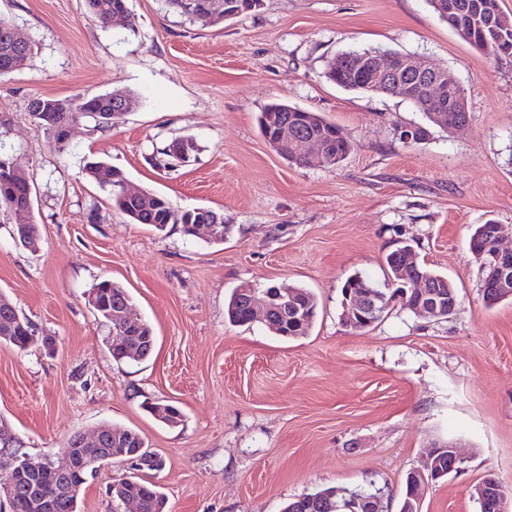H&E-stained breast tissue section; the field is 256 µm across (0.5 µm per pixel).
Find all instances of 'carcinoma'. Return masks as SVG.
<instances>
[{"mask_svg":"<svg viewBox=\"0 0 512 512\" xmlns=\"http://www.w3.org/2000/svg\"><path fill=\"white\" fill-rule=\"evenodd\" d=\"M128 0H85L88 11L103 25L108 24L112 15L125 11ZM449 8L450 17L455 27L463 28L469 43L491 55L512 56V28H505L498 23L500 10L498 0H442ZM14 28L12 22L0 17V71L11 66V57L3 52L5 41L10 39V29ZM376 57V54L369 51L345 52L340 54L335 63L328 64L327 77L334 83L346 85V89L363 92L376 93V90L367 88L360 84L361 73L356 71V64L349 59V56ZM81 111L72 112L69 116L81 119L86 118L98 128H108L121 118V115L112 111V103L106 95L82 96L76 98ZM36 101L29 104V112L36 122L44 128L46 133L55 142H62L60 134L56 131L60 125L66 123V115L61 112H42L34 110ZM417 109L424 113L425 118L431 124L452 128L459 123L469 120L467 112H442L441 121L433 120L432 114L424 111L422 105ZM295 128L302 139H316L324 143L327 152L325 167L334 168L339 166L350 154L351 144L344 138L336 125L326 121L316 114L308 115L306 112H297L295 107L288 104L273 102L267 105L258 116V125L262 135L266 136L274 132L283 123ZM193 151L194 146H185V140H173L164 151V155L174 161L185 160L184 151ZM123 175L116 169H111V179L101 181L99 185L108 187L111 191L112 205L122 214L126 215L135 224H148L154 229L163 232L168 225H179L186 236H193V226L196 224H216L215 235L210 242L219 244L224 242L231 230V225L224 223V214L209 210L205 213L195 209L180 210L174 207L169 200L158 193L151 192L142 197L128 198L122 190ZM28 196V188L25 185L7 181L0 176V211L8 214L25 205ZM14 235L22 245L34 243L38 240L39 230L35 221L27 224L13 225ZM407 244L402 243L386 255V276L387 279L396 277L397 271L403 268L405 255L403 251ZM416 278L426 280L432 287L448 293V289L454 285L447 276L442 275L424 264H417L413 268ZM96 303L93 308L104 323H109L107 310L118 312L124 304L131 302L127 291L110 280H103L95 284ZM299 298L303 303V322L293 319L290 310L285 309L264 322L267 329L283 338H296L305 336L312 327L317 315V302L312 293L304 288L298 289ZM228 321L237 326H245L254 323L251 318L245 295L240 290H235L228 302L226 309ZM5 324L0 326V336L9 337L8 344L19 350L28 346L29 333L32 332L31 322L18 313L16 307L6 300L0 299V320ZM128 335L136 336L142 342L143 350L141 359L148 358L155 347V336L152 327L143 323L128 331ZM145 442L143 438L133 430H121L117 437L107 436L99 454L102 457H115L124 459L130 454L139 453L142 458L143 470L158 471L154 455L146 454L143 450ZM18 481L24 486L34 484L43 490H53L63 482L67 481L75 486L83 484L79 476L74 474L65 480L52 471H43L37 475L28 473L18 475ZM134 498L140 504V512H165L166 502L162 494L157 490L156 485L139 476H133L120 483L119 487L112 492L113 501L122 505V497ZM323 491L307 494L293 501L288 502L284 512H331L329 507L320 504V497ZM9 512H42L39 499L26 492L19 493L9 503Z\"/></svg>","mask_w":512,"mask_h":512,"instance_id":"1","label":"carcinoma"}]
</instances>
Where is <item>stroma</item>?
I'll return each instance as SVG.
<instances>
[{
	"instance_id": "1",
	"label": "stroma",
	"mask_w": 512,
	"mask_h": 512,
	"mask_svg": "<svg viewBox=\"0 0 512 512\" xmlns=\"http://www.w3.org/2000/svg\"><path fill=\"white\" fill-rule=\"evenodd\" d=\"M130 23L101 25L84 0H0L33 43L0 75V153L33 189L37 247L15 242L0 213V295L32 323L27 350L0 343V422L33 461H61L67 438L100 426L139 433L166 467L148 478L167 512H282L332 487L377 485L394 512L405 477L432 446L456 443L460 473L429 484L422 512H479L472 490L495 475L512 491V300L487 305L468 248L487 220L512 227V57L472 47L429 0H263L217 26L128 0ZM350 51H392L451 70L470 121L431 127L408 101L345 90L326 76ZM125 90L114 126L80 120L55 143L34 98L70 101ZM274 101L335 124L352 150L336 168L297 165L262 136ZM194 150L159 162L171 139ZM100 159L133 190L177 208H208L232 229L223 244L159 232L113 209L85 173ZM454 284L459 307L429 319L393 305L371 327L341 319V286L385 282L398 241ZM109 279L148 322L155 350L115 362L89 302ZM301 287L317 302L308 335L235 326V288ZM56 340L47 352L42 337ZM183 414L167 426L146 402ZM120 464L88 477L78 512H112Z\"/></svg>"
}]
</instances>
